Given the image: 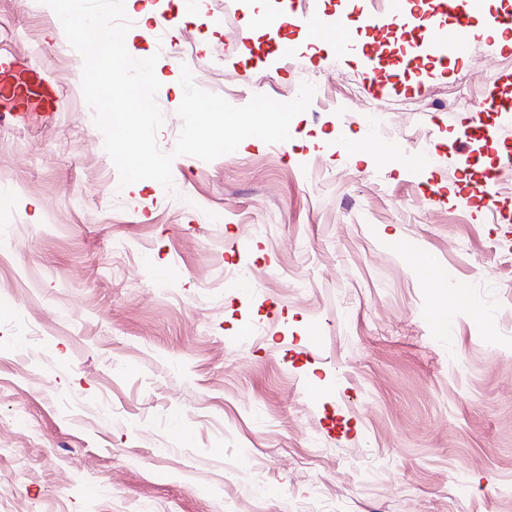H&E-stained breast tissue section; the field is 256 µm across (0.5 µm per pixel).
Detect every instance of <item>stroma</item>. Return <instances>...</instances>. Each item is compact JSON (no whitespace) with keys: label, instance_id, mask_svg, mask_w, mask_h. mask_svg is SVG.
Listing matches in <instances>:
<instances>
[{"label":"stroma","instance_id":"1","mask_svg":"<svg viewBox=\"0 0 512 512\" xmlns=\"http://www.w3.org/2000/svg\"><path fill=\"white\" fill-rule=\"evenodd\" d=\"M152 2L176 25L125 45L159 57L162 151L182 68L236 106L315 94L287 142L123 188L59 18L0 0V60L62 99L0 115V512H512V219L481 177L497 166L512 209V113L484 116L496 152L466 135L512 45L385 28L376 97L356 52L259 26L277 0ZM385 137L419 166L380 157Z\"/></svg>","mask_w":512,"mask_h":512}]
</instances>
